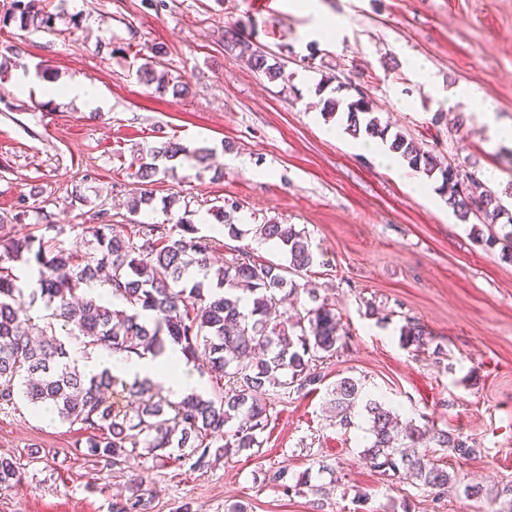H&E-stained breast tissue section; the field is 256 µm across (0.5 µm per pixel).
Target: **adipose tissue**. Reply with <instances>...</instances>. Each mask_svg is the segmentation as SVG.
<instances>
[{
  "mask_svg": "<svg viewBox=\"0 0 512 512\" xmlns=\"http://www.w3.org/2000/svg\"><path fill=\"white\" fill-rule=\"evenodd\" d=\"M94 366L108 369L124 379L150 378L163 383L172 400L178 401L187 395L199 392L200 384L184 358L179 346L167 345L161 355L138 358L120 354L98 355Z\"/></svg>",
  "mask_w": 512,
  "mask_h": 512,
  "instance_id": "1",
  "label": "adipose tissue"
}]
</instances>
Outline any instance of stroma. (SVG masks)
<instances>
[{"instance_id": "obj_1", "label": "stroma", "mask_w": 512, "mask_h": 512, "mask_svg": "<svg viewBox=\"0 0 512 512\" xmlns=\"http://www.w3.org/2000/svg\"><path fill=\"white\" fill-rule=\"evenodd\" d=\"M47 2L59 15L56 34L0 29V55L13 47L22 55L0 78V232L27 233L8 218L36 208L60 226L57 246L79 250L102 210L131 238L140 225L172 230L185 217L212 236L218 261L245 246L282 264L278 246L253 230L292 224L314 253L312 266L292 276L297 304L333 305L345 334L319 364L320 384L270 395L260 447L199 471L182 459L148 460L151 512H228L237 503L247 512H512V262L476 238L500 225L417 198L373 155L352 150L317 92L325 80L345 98V83L357 84L390 132L441 165L475 168L512 210V143L492 134L512 126V0H317L308 13L291 0ZM229 28L280 65L282 78L225 51ZM158 44L162 72L188 82L189 98L139 81ZM85 79L107 103L99 115L44 92ZM462 84L479 108L457 100ZM167 138L213 148L208 167L167 162L152 204L129 211L141 188L134 149ZM222 205L243 237L211 216ZM410 322L427 332L421 347L399 342ZM344 377L401 420L470 440L475 452L465 459L432 451L453 477L447 491L366 464V421L340 426L328 408ZM84 432L22 398L0 410V455L19 464L0 486V512H110L115 496L128 495L129 471L76 447ZM281 465L308 472L309 488L268 486L266 470ZM471 484L486 495L467 496Z\"/></svg>"}]
</instances>
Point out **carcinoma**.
Returning <instances> with one entry per match:
<instances>
[{"mask_svg":"<svg viewBox=\"0 0 512 512\" xmlns=\"http://www.w3.org/2000/svg\"><path fill=\"white\" fill-rule=\"evenodd\" d=\"M57 19L44 0H13L12 11L0 16V24L17 22L36 32L54 33ZM242 40L238 32L227 30L224 49L271 79L282 76L259 48L241 51ZM165 54L164 47H155L153 58L139 68L143 83L170 86L156 70V58ZM170 87L175 98L190 93L186 82ZM323 111L330 118L344 114L346 133L355 138L388 137V127L380 125L360 94L345 100L328 97ZM390 149L415 170L428 176L440 173V190L461 217L475 210L493 217L505 213L475 173L439 167L431 153L399 133L390 138ZM210 155L207 147L190 150L168 138L136 150L135 175L150 184L163 160L185 156L203 164ZM38 228L43 230L38 236L0 239V409L15 406L22 396L36 410L52 409L63 422L100 430L77 439L76 447L109 466L124 470L148 454L158 460L191 459L193 468L204 470L234 451L258 448L259 434L269 421L270 389L289 395L319 384L323 375L317 362L336 354L342 335L329 304L293 314L279 309V293L296 291L288 287L287 274L305 270L314 261L307 236L293 224L255 227V234L279 247L287 264L259 261L240 248L218 267L211 262V237L185 218L175 236L163 224H142L136 242L114 224H92L87 227L91 251L83 255L46 237L60 233L56 225ZM477 237L488 247L501 245L502 257L512 261V230L488 237L479 231ZM16 264L28 271L23 283L13 273ZM98 283L121 305L78 294L82 287ZM39 300L86 349L103 346L114 354L156 356L171 342L190 360L204 357L217 390L173 402L155 391L149 378L128 383L106 369L96 374L79 370L56 335H29L26 304ZM425 336L420 325L408 323L400 329L399 340L404 347L419 348ZM329 405L344 427L363 410L371 435L363 458L370 467L414 479L424 488L441 491L452 482L446 466L428 458L430 445L461 458L474 454L470 441L459 434L402 422L384 402L362 396L361 385L350 377L334 384ZM217 439L221 444L216 446ZM140 447L145 453L138 452ZM144 473L142 465L133 470L130 495L113 500L111 512H148L151 500L142 492ZM287 479L284 465L265 474L267 485L286 491Z\"/></svg>","mask_w":512,"mask_h":512,"instance_id":"obj_1","label":"carcinoma"}]
</instances>
